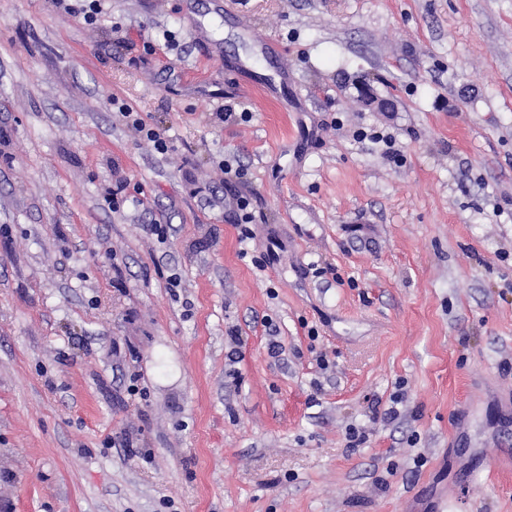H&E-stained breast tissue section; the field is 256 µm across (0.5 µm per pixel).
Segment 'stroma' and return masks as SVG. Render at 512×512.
<instances>
[{
	"instance_id": "obj_1",
	"label": "stroma",
	"mask_w": 512,
	"mask_h": 512,
	"mask_svg": "<svg viewBox=\"0 0 512 512\" xmlns=\"http://www.w3.org/2000/svg\"><path fill=\"white\" fill-rule=\"evenodd\" d=\"M233 3L0 0V512H512V0ZM57 7L63 6L66 0H53ZM85 2L80 9L75 8L70 4H65L63 9L67 14H82L84 23L87 25H94L98 19V15L102 12L101 0H81ZM111 104L118 111L119 116L125 121L127 127L134 133L139 141L151 144L158 153L165 154L169 150L168 142L164 134L148 125L139 112L133 109L125 102H120L118 98H112ZM251 198L245 195H237L233 198V208L235 210L236 223L241 226V239L243 241L251 239L252 231L247 224L252 222L253 215L250 211Z\"/></svg>"
}]
</instances>
